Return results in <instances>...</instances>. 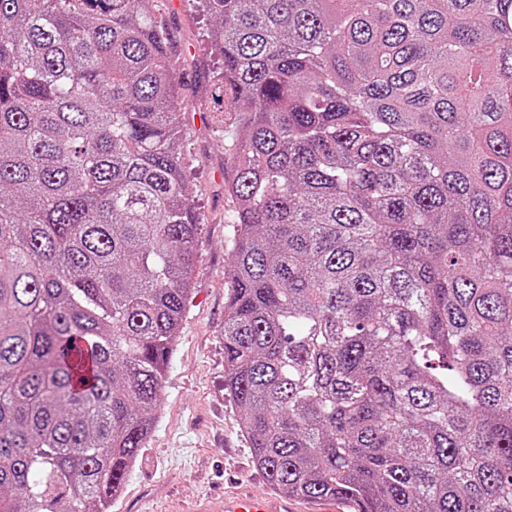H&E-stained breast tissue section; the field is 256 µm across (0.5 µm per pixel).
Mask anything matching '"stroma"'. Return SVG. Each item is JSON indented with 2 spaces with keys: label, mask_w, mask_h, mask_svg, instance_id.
I'll return each instance as SVG.
<instances>
[{
  "label": "stroma",
  "mask_w": 512,
  "mask_h": 512,
  "mask_svg": "<svg viewBox=\"0 0 512 512\" xmlns=\"http://www.w3.org/2000/svg\"><path fill=\"white\" fill-rule=\"evenodd\" d=\"M171 40L182 113L188 184L200 218L192 294L167 368L158 421L128 473L112 512H192L201 500L272 488L252 462L237 411L224 389V307L236 227L229 217V153L239 128L218 86L222 62L208 32L214 20L198 0H149Z\"/></svg>",
  "instance_id": "stroma-1"
}]
</instances>
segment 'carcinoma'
Wrapping results in <instances>:
<instances>
[{"label":"carcinoma","mask_w":512,"mask_h":512,"mask_svg":"<svg viewBox=\"0 0 512 512\" xmlns=\"http://www.w3.org/2000/svg\"><path fill=\"white\" fill-rule=\"evenodd\" d=\"M203 2L256 467L512 512V0ZM147 3L0 0V512H108L158 417L200 221Z\"/></svg>","instance_id":"carcinoma-1"}]
</instances>
